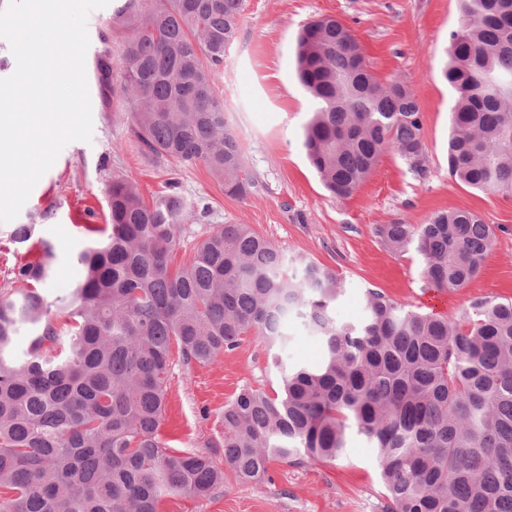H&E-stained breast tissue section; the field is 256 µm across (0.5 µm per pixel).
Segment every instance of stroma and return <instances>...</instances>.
<instances>
[{"label":"stroma","mask_w":512,"mask_h":512,"mask_svg":"<svg viewBox=\"0 0 512 512\" xmlns=\"http://www.w3.org/2000/svg\"><path fill=\"white\" fill-rule=\"evenodd\" d=\"M111 14L108 6L89 13L86 56L94 58L107 46L117 65L126 35L107 33ZM322 16L336 17L353 30L377 77L399 78L411 86L422 113L425 177L414 176L389 151L349 199L336 201L324 190L302 147L311 101L296 78L293 55L298 30ZM460 20L459 0H245L238 37L224 56L217 83L227 126L237 135L245 171L255 182L244 199L228 196L203 166L157 163L143 156L124 106L89 84L91 141L66 145L15 222L0 223V297L13 290L12 268L38 256L37 249L10 242L9 234L15 224L29 223L43 210L49 216L38 235L55 253L54 274L44 293L56 300L82 280L76 255L87 240V227L107 224V184L119 173L148 202L177 181L187 205L196 208L176 263H183L193 244L216 225H250L285 259L305 254L335 270L343 288L334 305L340 322L363 317L370 289L451 319L473 313L482 299H512V195L483 193L448 174L454 95L442 70L448 61V35ZM458 207L479 214L493 227L495 238L478 275L464 288L443 293L438 304L434 292L425 288L422 256L412 248L387 249L375 229L400 221L422 224L434 212ZM290 332L293 339L279 365L265 341L252 334L212 365H187L172 353L160 426L168 447L181 453L210 452L222 431L220 414L239 389L275 388L288 369L319 363L320 338L297 323ZM383 504L375 450L355 436L344 460L276 462L266 480L234 482L203 500L168 495L161 498L158 512H382Z\"/></svg>","instance_id":"stroma-1"}]
</instances>
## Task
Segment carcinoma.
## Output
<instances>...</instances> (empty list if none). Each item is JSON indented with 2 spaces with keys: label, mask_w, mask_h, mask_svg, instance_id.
I'll return each instance as SVG.
<instances>
[{
  "label": "carcinoma",
  "mask_w": 512,
  "mask_h": 512,
  "mask_svg": "<svg viewBox=\"0 0 512 512\" xmlns=\"http://www.w3.org/2000/svg\"><path fill=\"white\" fill-rule=\"evenodd\" d=\"M112 29L128 31L119 83L110 47L98 56L102 92L121 101L142 154L202 165L244 199L238 138L216 91L244 0H115ZM444 78L455 93L448 171L472 188L512 194V0H460ZM297 73L316 109L303 147L320 181L347 200L395 152L427 173L421 110L403 80H378L344 22L306 24ZM110 232L79 252L84 277L51 303L36 289L54 254L36 225L11 240L41 255L12 269L0 299V512H158L165 495L206 499L268 477L274 462H331L354 433L375 448L384 512H512V300L486 299L457 320L416 311L378 290L365 314L341 323V282L281 252L247 224H219L179 265L173 254L193 219L172 186L147 205L128 179L107 186ZM394 251L424 259L426 285L464 287L495 236L467 208L424 224H383ZM319 336L315 367L284 374L279 389L245 386L224 405L225 466L179 454L159 436L172 347L211 365L248 334L284 353L288 324ZM28 346L17 350L21 330Z\"/></svg>",
  "instance_id": "cac0c4a2"
}]
</instances>
